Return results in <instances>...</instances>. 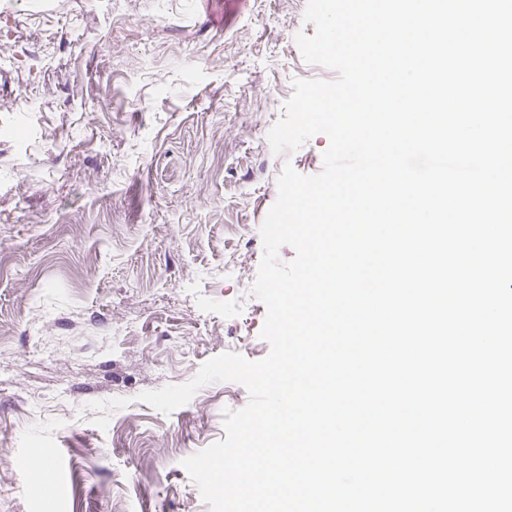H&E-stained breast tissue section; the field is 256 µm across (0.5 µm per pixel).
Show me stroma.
<instances>
[{
    "label": "stroma",
    "mask_w": 512,
    "mask_h": 512,
    "mask_svg": "<svg viewBox=\"0 0 512 512\" xmlns=\"http://www.w3.org/2000/svg\"><path fill=\"white\" fill-rule=\"evenodd\" d=\"M308 0H15L0 8V512H210L181 462L249 402L219 381L165 415L139 394L258 361L260 227L304 61ZM127 399L107 429L95 400ZM58 473L26 491L35 449Z\"/></svg>",
    "instance_id": "1"
}]
</instances>
